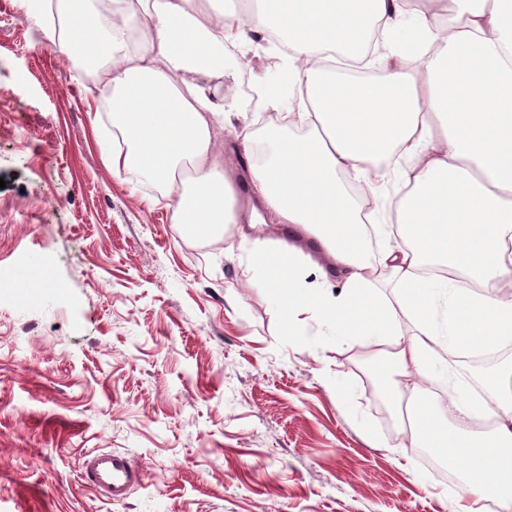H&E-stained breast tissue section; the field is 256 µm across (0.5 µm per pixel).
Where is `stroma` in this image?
Here are the masks:
<instances>
[{
  "mask_svg": "<svg viewBox=\"0 0 512 512\" xmlns=\"http://www.w3.org/2000/svg\"><path fill=\"white\" fill-rule=\"evenodd\" d=\"M283 50L216 92L281 80ZM73 73L0 0V275H51L0 293V512H450L461 484L401 447L411 400L369 339L309 311L289 335L236 226L197 236L105 162L104 103ZM91 449L142 465L123 502L79 482Z\"/></svg>",
  "mask_w": 512,
  "mask_h": 512,
  "instance_id": "obj_1",
  "label": "stroma"
}]
</instances>
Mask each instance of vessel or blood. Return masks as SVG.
Wrapping results in <instances>:
<instances>
[{
	"instance_id": "vessel-or-blood-1",
	"label": "vessel or blood",
	"mask_w": 512,
	"mask_h": 512,
	"mask_svg": "<svg viewBox=\"0 0 512 512\" xmlns=\"http://www.w3.org/2000/svg\"><path fill=\"white\" fill-rule=\"evenodd\" d=\"M140 465L128 454L89 450L81 457L78 478L103 500L124 501L139 483Z\"/></svg>"
}]
</instances>
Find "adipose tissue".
Instances as JSON below:
<instances>
[{"label":"adipose tissue","mask_w":512,"mask_h":512,"mask_svg":"<svg viewBox=\"0 0 512 512\" xmlns=\"http://www.w3.org/2000/svg\"><path fill=\"white\" fill-rule=\"evenodd\" d=\"M71 64L112 69L114 170L158 186L174 223L198 235L237 225L281 313L311 310L340 336L368 337L419 396L410 445L437 451L462 478L451 512H512V372L487 380L490 401L445 393L438 416L426 383L442 355L512 337V0H18ZM285 41L280 69L297 93L283 107L265 83L257 105L271 154L257 160L250 126L231 127L208 81L225 47L250 61L254 37ZM376 45L384 83L329 67ZM238 144L237 168L216 161ZM398 185L399 240L365 256L361 209L348 186ZM293 228L297 240L272 239ZM454 277L426 275L429 265ZM318 279L307 282L304 270ZM392 279V297L375 289ZM417 331H402V320ZM493 419L491 431L469 421Z\"/></svg>","instance_id":"adipose-tissue-1"}]
</instances>
